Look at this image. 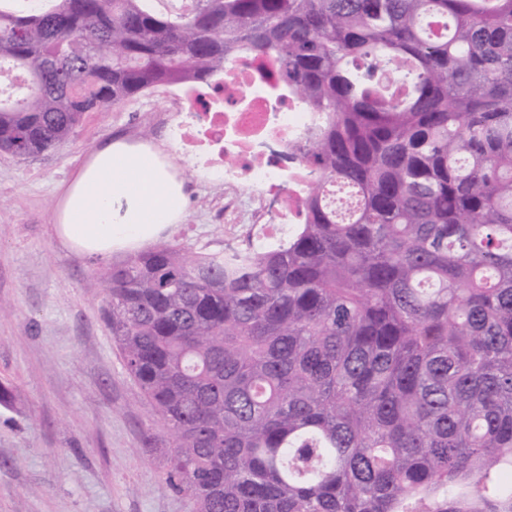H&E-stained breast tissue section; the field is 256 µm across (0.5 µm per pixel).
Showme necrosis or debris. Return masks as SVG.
Listing matches in <instances>:
<instances>
[{
	"label": "necrosis or debris",
	"instance_id": "4bbe7bcc",
	"mask_svg": "<svg viewBox=\"0 0 512 512\" xmlns=\"http://www.w3.org/2000/svg\"><path fill=\"white\" fill-rule=\"evenodd\" d=\"M273 58L234 59L211 86L184 91V112L169 125L177 152L224 182V224L246 226L250 242L271 244L299 223L307 177L292 147L313 115L288 96H269Z\"/></svg>",
	"mask_w": 512,
	"mask_h": 512
}]
</instances>
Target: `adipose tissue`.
<instances>
[{
  "label": "adipose tissue",
  "instance_id": "1",
  "mask_svg": "<svg viewBox=\"0 0 512 512\" xmlns=\"http://www.w3.org/2000/svg\"><path fill=\"white\" fill-rule=\"evenodd\" d=\"M184 183L155 144L108 141L63 186L58 239L80 256L136 252L185 215Z\"/></svg>",
  "mask_w": 512,
  "mask_h": 512
}]
</instances>
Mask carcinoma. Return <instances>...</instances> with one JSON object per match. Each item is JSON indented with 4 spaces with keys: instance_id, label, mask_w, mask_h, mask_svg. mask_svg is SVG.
I'll list each match as a JSON object with an SVG mask.
<instances>
[{
    "instance_id": "cac0c4a2",
    "label": "carcinoma",
    "mask_w": 512,
    "mask_h": 512,
    "mask_svg": "<svg viewBox=\"0 0 512 512\" xmlns=\"http://www.w3.org/2000/svg\"><path fill=\"white\" fill-rule=\"evenodd\" d=\"M16 2L1 151L242 54L317 115L284 242L162 244L93 284L193 512H512V0Z\"/></svg>"
}]
</instances>
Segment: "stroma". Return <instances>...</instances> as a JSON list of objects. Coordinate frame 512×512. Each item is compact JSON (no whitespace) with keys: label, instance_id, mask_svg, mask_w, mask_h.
I'll return each mask as SVG.
<instances>
[{"label":"stroma","instance_id":"stroma-1","mask_svg":"<svg viewBox=\"0 0 512 512\" xmlns=\"http://www.w3.org/2000/svg\"><path fill=\"white\" fill-rule=\"evenodd\" d=\"M182 106L160 85L119 107L86 113L70 139L17 157L0 151V512H193L164 478L165 458L145 437L161 423L127 373L88 283L112 259L81 257L54 232L59 187L90 153L119 136L168 147L158 112ZM185 183L186 216L162 240L214 253L245 246L215 213L224 184L172 157Z\"/></svg>","mask_w":512,"mask_h":512}]
</instances>
